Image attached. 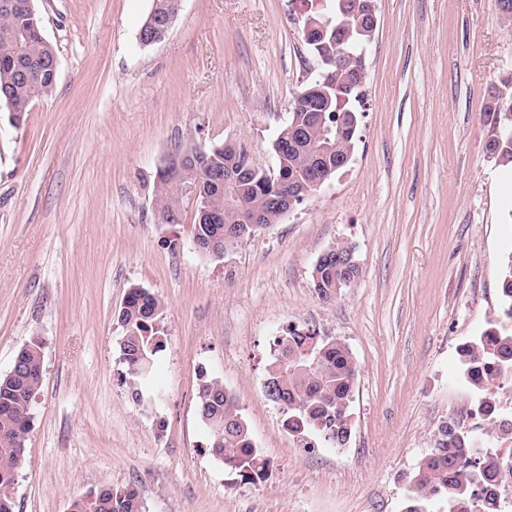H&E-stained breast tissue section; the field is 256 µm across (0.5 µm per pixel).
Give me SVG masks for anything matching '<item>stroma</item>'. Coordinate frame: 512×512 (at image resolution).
<instances>
[{"mask_svg":"<svg viewBox=\"0 0 512 512\" xmlns=\"http://www.w3.org/2000/svg\"><path fill=\"white\" fill-rule=\"evenodd\" d=\"M153 0H33L59 68L22 124L0 106V376L38 345L15 512H70L136 488L143 512H403L440 420L472 387L458 344L501 302L512 174L484 145L485 105L512 94V20L495 0H375L352 160L281 220L223 255L193 241L194 196L164 224L155 181L189 146L230 142L259 169L319 64L300 0H181L141 47ZM360 275L325 301L330 247ZM157 295L163 397L135 402L118 320L129 288ZM340 340L357 378L345 447L307 449L264 383L289 327ZM235 400L265 479L207 448L200 375Z\"/></svg>","mask_w":512,"mask_h":512,"instance_id":"obj_1","label":"stroma"}]
</instances>
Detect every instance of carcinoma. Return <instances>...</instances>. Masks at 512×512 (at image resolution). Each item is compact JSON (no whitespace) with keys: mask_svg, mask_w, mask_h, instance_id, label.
I'll use <instances>...</instances> for the list:
<instances>
[{"mask_svg":"<svg viewBox=\"0 0 512 512\" xmlns=\"http://www.w3.org/2000/svg\"><path fill=\"white\" fill-rule=\"evenodd\" d=\"M0 0V105L14 114L17 122L24 120L32 104L49 96L57 76L49 71L56 56L53 45L41 29L35 11H10ZM327 0L325 7L309 11L306 18L326 24L319 35L308 36L309 45L321 61L318 75L301 88L294 97L288 124L280 130L273 149L277 168L273 173L258 170L247 162L246 155L231 144L208 148L191 147L200 154L196 169L180 173L175 170L159 174L156 203L165 224L179 223L177 203L197 189L198 211L210 207L224 214V223L207 224L196 218L193 239L204 253L210 246L224 252L253 236L257 231L280 221L276 202L308 185L317 170L310 140L288 150V125L300 115L309 125L318 126L332 144L330 164L339 158L353 157L359 112L352 102L360 101L364 80L356 72L366 73L365 58L360 45L368 26L364 16L353 11V0ZM348 86L347 101L339 103L336 87ZM493 130L484 145L487 154L499 165L512 168V96L492 94L485 107ZM212 170L232 171L238 175L234 185L235 206L227 205L224 193L208 186ZM256 209L266 215L264 224L237 223L239 210ZM346 250L338 244L329 248L326 260H317L313 271L319 297L336 296L338 287L356 279L360 271L348 270L336 256ZM502 306L496 319L489 321L479 340L463 349V365L467 382L479 389L492 381L496 366L512 368V254L501 277ZM161 304L145 288L134 286L126 295L118 320L125 329L121 342L122 360L130 387L135 380L146 377L157 356L166 348V336L159 326ZM277 354L269 365L265 394L280 405L286 419L298 418L305 432H314L336 448L347 444L351 428L349 407L357 367L348 349L336 339L317 338L292 327L284 336L275 338ZM19 365L32 380L19 374L0 377V512H15L13 499L5 492L13 481V473L23 462L19 449L31 424V403L38 389L41 353L37 345H29L16 356ZM199 413L209 432L211 454L239 476L256 480L263 478L269 461L255 447L248 428L237 412L234 399L215 379L201 378ZM469 436L452 419L442 420L434 432L433 446L419 462L408 481L405 512H434L435 502L446 505L444 512H474L479 496L475 475L499 476V464L492 453L477 454L466 459ZM143 504L134 488L115 492L102 488L86 498H78L71 512H142Z\"/></svg>","mask_w":512,"mask_h":512,"instance_id":"obj_1","label":"carcinoma"}]
</instances>
